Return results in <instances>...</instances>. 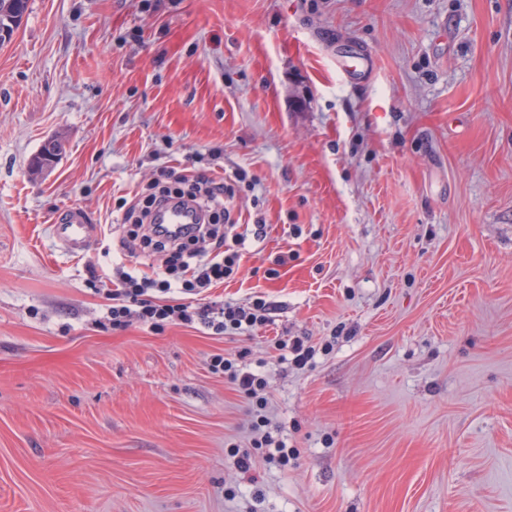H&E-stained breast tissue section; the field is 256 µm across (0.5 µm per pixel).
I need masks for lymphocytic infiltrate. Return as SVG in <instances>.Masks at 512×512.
Here are the masks:
<instances>
[{
  "label": "lymphocytic infiltrate",
  "instance_id": "obj_1",
  "mask_svg": "<svg viewBox=\"0 0 512 512\" xmlns=\"http://www.w3.org/2000/svg\"><path fill=\"white\" fill-rule=\"evenodd\" d=\"M224 193V183L217 180L212 168L190 167L178 172L164 167L148 191L127 206L122 218L130 226L127 247L135 250L151 246L169 251L179 275L172 280L156 279L115 267L112 286L104 291L108 302L106 319L113 328H126L134 320L151 325L167 321L191 326L199 322L213 334L226 335L248 331L265 321L268 305L260 298L246 307L227 303L213 308L192 302L194 296L223 282L239 268V252L225 248L224 239L216 230L220 223L230 227L235 224L224 205ZM173 198L191 203L201 215L200 224L182 238L165 235L161 225L152 219L156 207ZM211 367L224 373L251 401L254 443L267 448V461L287 463L285 443L274 440L269 431L265 377L244 370L234 359L221 354L214 355Z\"/></svg>",
  "mask_w": 512,
  "mask_h": 512
}]
</instances>
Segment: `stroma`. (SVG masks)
I'll return each mask as SVG.
<instances>
[{
  "label": "stroma",
  "mask_w": 512,
  "mask_h": 512,
  "mask_svg": "<svg viewBox=\"0 0 512 512\" xmlns=\"http://www.w3.org/2000/svg\"><path fill=\"white\" fill-rule=\"evenodd\" d=\"M217 146L266 235L207 295L265 322L104 328L113 266L169 273L119 204ZM217 354L265 375L287 464ZM0 512H512V0H29L0 45ZM336 62L348 80H360L363 76L374 71V64L368 57L356 54L348 57L337 55ZM54 231L64 249L75 257L82 256L94 232L89 213L81 207H68L56 217Z\"/></svg>",
  "instance_id": "obj_1"
}]
</instances>
